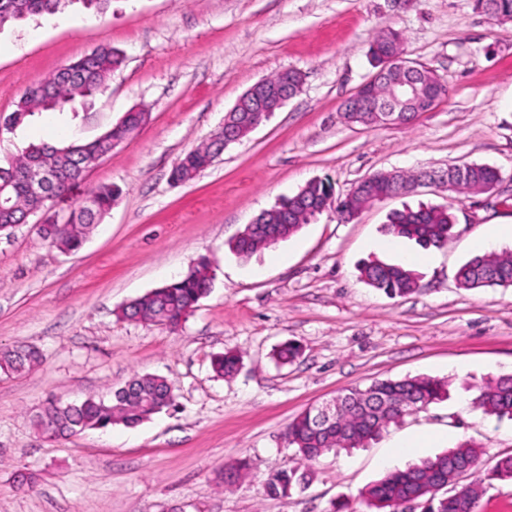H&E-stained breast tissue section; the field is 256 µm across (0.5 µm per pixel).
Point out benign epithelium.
Listing matches in <instances>:
<instances>
[{
    "label": "benign epithelium",
    "instance_id": "1",
    "mask_svg": "<svg viewBox=\"0 0 512 512\" xmlns=\"http://www.w3.org/2000/svg\"><path fill=\"white\" fill-rule=\"evenodd\" d=\"M441 85L435 73L421 76L410 63L401 67L400 76L394 80L392 97L378 101L370 92L358 90L344 105L343 119L351 124L359 112H382L389 122H399L398 113L406 110L409 102L433 104L439 96L435 94ZM301 87H292L288 80L270 82L262 78L252 84L236 101L224 117L218 130L224 133V146L240 141L243 134L252 132L266 121L273 112L281 109L295 97ZM52 173L46 168H32L25 180L28 195L32 199H49L48 186Z\"/></svg>",
    "mask_w": 512,
    "mask_h": 512
}]
</instances>
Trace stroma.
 Wrapping results in <instances>:
<instances>
[{"instance_id": "obj_1", "label": "stroma", "mask_w": 512, "mask_h": 512, "mask_svg": "<svg viewBox=\"0 0 512 512\" xmlns=\"http://www.w3.org/2000/svg\"><path fill=\"white\" fill-rule=\"evenodd\" d=\"M0 29V118L25 89L102 45L125 56L79 113L45 112L0 131V165L28 143L92 141L123 115L149 119L58 201L66 214L89 188L122 190L83 246L64 254L34 224L0 235V349L37 347L22 375L0 373V512H369L362 490L384 474L377 458L425 435V458L468 438L482 464L512 456V420L471 405L488 378L512 373V287L458 288L488 224L512 225V20L474 0H112L103 15L74 4ZM402 32L409 59L431 67L449 94L406 126L344 123L342 102L373 75L378 31ZM294 68L301 92L193 180L176 184L178 158L210 137L256 81ZM500 168L494 195L453 200L444 185L397 197L341 223L324 211L249 260L228 249L261 211L315 177L344 193L380 171ZM453 203L454 236L441 249L386 239L390 212ZM418 257L421 288L389 297L359 278L377 258ZM212 283L179 329L122 319L120 307L183 274L199 258ZM302 357L277 365L274 349ZM237 351L230 378L214 355ZM467 364L458 375V364ZM165 376L176 405L134 427L47 440L32 414L50 398L105 395L137 374ZM431 376L450 396L391 425L368 447L336 449L312 464L304 492L272 499L269 474L292 466L282 433L311 405L376 379ZM35 480L21 490L22 477Z\"/></svg>"}]
</instances>
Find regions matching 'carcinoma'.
Listing matches in <instances>:
<instances>
[{
  "label": "carcinoma",
  "instance_id": "cac0c4a2",
  "mask_svg": "<svg viewBox=\"0 0 512 512\" xmlns=\"http://www.w3.org/2000/svg\"><path fill=\"white\" fill-rule=\"evenodd\" d=\"M81 2L87 8L103 14L111 0H0V28L15 20L55 15L71 4ZM475 8L495 18L512 19V0H475ZM405 54L403 34L395 29L379 32L369 49L372 66L380 68L383 58ZM124 62L121 51L102 46L73 61L50 76L34 83L20 97L15 110L5 119L6 127L14 128L44 111H63L97 94ZM134 125L129 116L122 124L109 129L102 137L89 142L71 141L59 146L30 143L21 149L7 165L0 166V231L6 232L26 217L38 202L24 195L25 171L31 164L52 167L58 172L57 188L62 190L82 181L87 174L85 160L108 154L112 141H123ZM224 151V141L211 137L185 153L172 169V179L184 183L194 179ZM448 190L453 193L479 192L501 181L500 171L491 165L471 163L463 168L450 166L443 171ZM429 173L387 172L374 174L369 190L362 198L342 202L341 211L353 216L369 202L409 196L421 187ZM120 190L112 185L96 186L87 192L90 205H78L65 217L62 224H44L42 237L61 251L71 252L83 244L100 218L112 209ZM334 197L332 183L324 178L310 181L288 197L278 207L290 206L288 222L264 224L270 211L259 214L261 223L251 231L245 230L228 243L231 253L248 260L258 251L273 246L269 239L285 240L303 225L331 207ZM456 216L453 206L420 205L390 213L388 233L415 241L423 248H443L453 235ZM360 279L367 285L391 297H405L421 287V275L414 269L370 260L359 267ZM212 276L209 266L201 262L182 277L154 289L144 297L121 308L127 320L146 324L178 328L194 310L200 299L208 293ZM457 285L465 290L485 287H512V250L475 255L466 260L456 274ZM301 355L294 342L280 344L273 352L279 364H290ZM41 353L34 347L0 352V370L21 374L39 363ZM240 364L239 356L229 350L215 356L213 371L219 377L233 376ZM449 383L427 376L401 379H381L364 389H353L339 396L340 406L335 421L322 425L314 414L306 410L288 422L283 437L287 447L302 462H311L323 452L335 448H363L391 424L427 408L448 395ZM176 395L167 379L157 375H142L132 379L105 400L89 397L71 407L52 399L42 404L34 416L37 429L48 439H58L88 430L106 429L114 425L136 426L163 410L174 406ZM474 409L487 416L512 420V376L493 378L478 387L472 399ZM482 446L472 440L458 443L433 457L421 460L387 474L369 486L363 493L368 506L376 512H398V506L407 498L418 495L432 499L430 512H476L480 488L484 482L479 462ZM468 468L473 480L462 483L456 471ZM488 477L512 485V457L501 458L489 471ZM307 468L295 466L270 475L264 483L263 493L268 497H287L294 491L304 490L310 483ZM439 482L448 484V494L431 496L430 487Z\"/></svg>",
  "mask_w": 512,
  "mask_h": 512
}]
</instances>
